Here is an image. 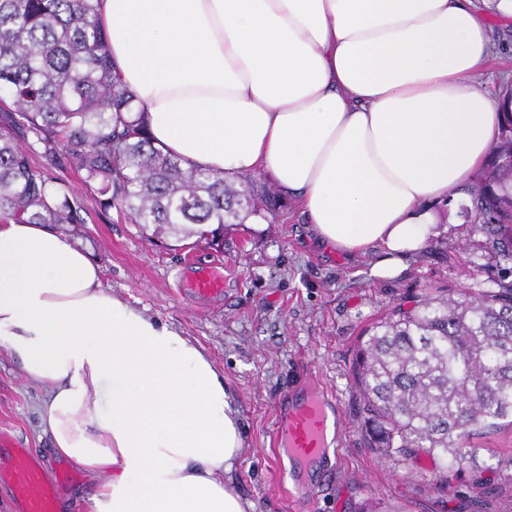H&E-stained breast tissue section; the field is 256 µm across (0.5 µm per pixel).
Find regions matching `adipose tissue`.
<instances>
[{"mask_svg": "<svg viewBox=\"0 0 512 512\" xmlns=\"http://www.w3.org/2000/svg\"><path fill=\"white\" fill-rule=\"evenodd\" d=\"M120 84L158 145L296 197L322 246L397 276L445 232L503 120L471 77L472 0H99ZM46 224H0V350L41 388L57 457L98 478L90 512H246L224 376L190 338L103 287Z\"/></svg>", "mask_w": 512, "mask_h": 512, "instance_id": "ef3b65f1", "label": "adipose tissue"}]
</instances>
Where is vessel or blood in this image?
<instances>
[{
  "instance_id": "1",
  "label": "vessel or blood",
  "mask_w": 512,
  "mask_h": 512,
  "mask_svg": "<svg viewBox=\"0 0 512 512\" xmlns=\"http://www.w3.org/2000/svg\"><path fill=\"white\" fill-rule=\"evenodd\" d=\"M191 293L216 298L224 293V277L217 271L199 272L191 282ZM302 397L279 411L275 445L289 462L308 466L330 461V450L342 440L343 418L338 399L310 380H302ZM9 482L22 512H60L59 487L50 482L42 464L27 449H16L8 469H0V481Z\"/></svg>"
}]
</instances>
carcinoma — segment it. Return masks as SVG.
I'll return each mask as SVG.
<instances>
[{
    "label": "carcinoma",
    "mask_w": 512,
    "mask_h": 512,
    "mask_svg": "<svg viewBox=\"0 0 512 512\" xmlns=\"http://www.w3.org/2000/svg\"><path fill=\"white\" fill-rule=\"evenodd\" d=\"M0 94L15 111L0 126V222L83 224L70 184L30 160V146L62 153L95 186L103 210L133 224L212 238L242 216L273 212L277 193L235 189L222 174L186 168L156 147L133 118V96L112 76L97 0H0ZM505 120L461 214L489 235L503 263L494 287L427 295L366 329L355 385L372 446L406 460L425 453L444 478L468 473L486 484L471 439L512 426V88L500 94Z\"/></svg>",
    "instance_id": "carcinoma-1"
}]
</instances>
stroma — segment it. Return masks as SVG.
<instances>
[{"mask_svg":"<svg viewBox=\"0 0 512 512\" xmlns=\"http://www.w3.org/2000/svg\"><path fill=\"white\" fill-rule=\"evenodd\" d=\"M487 23L491 60L474 79L497 96L512 86V21L497 18L487 0H474ZM34 164L68 181L80 196L85 223L67 233L99 263L104 285L145 314L195 341L224 374L244 448L224 481L248 504V512H512V428L481 438L479 458L490 465L485 490L461 475L441 481L426 456L410 462L370 447L354 382L358 340L365 329L399 305L425 294L489 286L500 267L487 237L457 219L410 258L400 277H371L377 252L351 259L315 241L308 220L283 199L273 220L245 218L224 229L222 245L200 237L179 238L152 224H133L103 210L97 194L67 159ZM224 272V298H196L189 290L195 270ZM337 395L344 418L336 472L307 503L288 496L274 439L278 406L302 374ZM42 391L0 351V448H27L45 464L48 478L68 469L55 456L39 424Z\"/></svg>","mask_w":512,"mask_h":512,"instance_id":"stroma-1","label":"stroma"}]
</instances>
